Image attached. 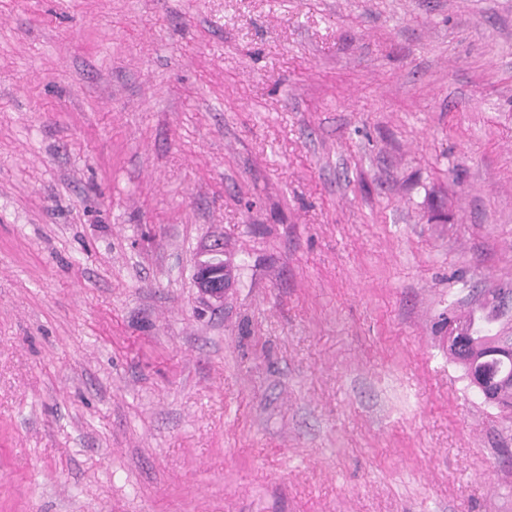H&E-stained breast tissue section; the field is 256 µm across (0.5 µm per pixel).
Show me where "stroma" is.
Here are the masks:
<instances>
[{
    "label": "stroma",
    "instance_id": "1",
    "mask_svg": "<svg viewBox=\"0 0 512 512\" xmlns=\"http://www.w3.org/2000/svg\"><path fill=\"white\" fill-rule=\"evenodd\" d=\"M500 288L512 0H0V512H512ZM195 264L193 281L200 294L204 297L221 301L224 292L232 286V274L229 265L224 260V250L221 243L210 246ZM506 293L495 292L488 311L466 320L468 343L459 353L452 352L464 368L470 384L478 382L485 402L512 407V336L492 326L512 311Z\"/></svg>",
    "mask_w": 512,
    "mask_h": 512
}]
</instances>
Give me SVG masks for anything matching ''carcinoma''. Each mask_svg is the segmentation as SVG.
<instances>
[{"instance_id":"cac0c4a2","label":"carcinoma","mask_w":512,"mask_h":512,"mask_svg":"<svg viewBox=\"0 0 512 512\" xmlns=\"http://www.w3.org/2000/svg\"><path fill=\"white\" fill-rule=\"evenodd\" d=\"M511 311L505 293H494L488 311L466 320L468 343L455 354L469 381L482 387L485 402L504 408L512 407V336L493 325Z\"/></svg>"}]
</instances>
